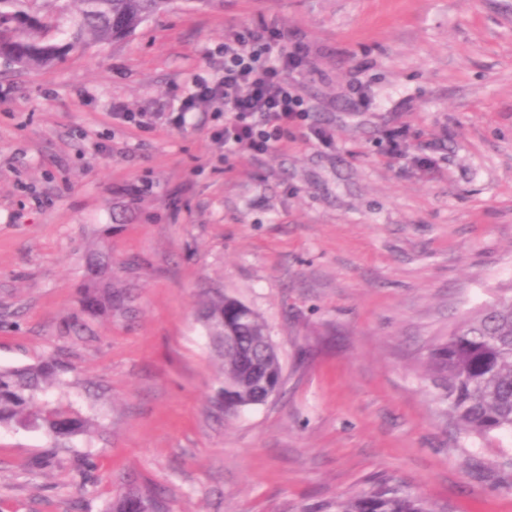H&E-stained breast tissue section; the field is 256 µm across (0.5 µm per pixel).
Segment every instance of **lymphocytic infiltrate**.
I'll list each match as a JSON object with an SVG mask.
<instances>
[{
	"mask_svg": "<svg viewBox=\"0 0 512 512\" xmlns=\"http://www.w3.org/2000/svg\"><path fill=\"white\" fill-rule=\"evenodd\" d=\"M223 54L221 74H190L176 123H185L187 112L202 104L224 116L213 140L225 156L265 154L286 145L308 111L288 78L304 62L301 47L289 45L281 29L263 24L225 32Z\"/></svg>",
	"mask_w": 512,
	"mask_h": 512,
	"instance_id": "obj_1",
	"label": "lymphocytic infiltrate"
}]
</instances>
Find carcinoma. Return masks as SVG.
I'll use <instances>...</instances> for the list:
<instances>
[{"instance_id": "obj_1", "label": "carcinoma", "mask_w": 512, "mask_h": 512, "mask_svg": "<svg viewBox=\"0 0 512 512\" xmlns=\"http://www.w3.org/2000/svg\"><path fill=\"white\" fill-rule=\"evenodd\" d=\"M172 0H0V59L28 69L50 66L70 53L131 36L139 26L168 10ZM55 19L56 37L42 38L34 8ZM80 306L89 316L112 313L129 293L112 289V256L93 250L87 259ZM197 319L209 339L223 385L213 404L226 413L264 403L261 376L278 372L280 361L258 340L269 335L264 320L240 300L219 292L202 302ZM62 365L54 360L0 368V427L43 432L57 441L91 432L93 419L48 399ZM426 376L440 390L448 418L461 435L486 441L512 433V296L465 316L436 344L426 360ZM112 512H166L147 485H130ZM317 512H434L418 494L381 480Z\"/></svg>"}]
</instances>
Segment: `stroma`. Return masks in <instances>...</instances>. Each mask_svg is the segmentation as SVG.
<instances>
[{
    "label": "stroma",
    "instance_id": "stroma-1",
    "mask_svg": "<svg viewBox=\"0 0 512 512\" xmlns=\"http://www.w3.org/2000/svg\"><path fill=\"white\" fill-rule=\"evenodd\" d=\"M306 64L287 147L225 156L167 118L230 27ZM122 112H149L141 128ZM131 302L79 315L89 249ZM267 323L278 396L215 411L204 290ZM512 295V0H173L129 38L0 73V367L66 364L96 429L0 427V512H308L380 479L437 512H512V436L470 444L424 374L464 314ZM163 501L145 484L130 485L112 504L110 512H165Z\"/></svg>",
    "mask_w": 512,
    "mask_h": 512
}]
</instances>
